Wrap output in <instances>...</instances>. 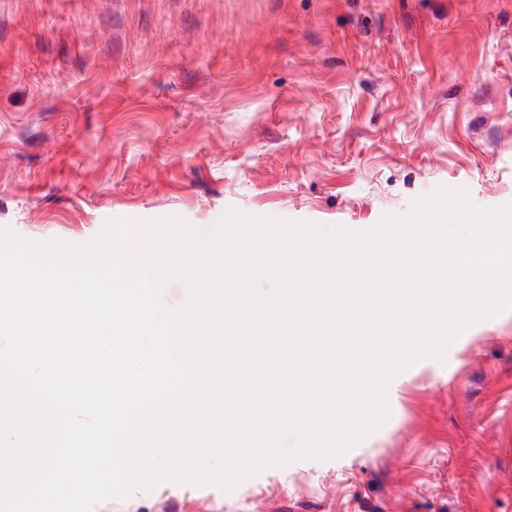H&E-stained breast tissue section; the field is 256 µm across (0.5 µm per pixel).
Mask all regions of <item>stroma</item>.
<instances>
[{
	"instance_id": "stroma-1",
	"label": "stroma",
	"mask_w": 512,
	"mask_h": 512,
	"mask_svg": "<svg viewBox=\"0 0 512 512\" xmlns=\"http://www.w3.org/2000/svg\"><path fill=\"white\" fill-rule=\"evenodd\" d=\"M463 186L512 201V0H0V227L24 238L231 208L363 231ZM387 398L341 457L93 512H512V308Z\"/></svg>"
}]
</instances>
